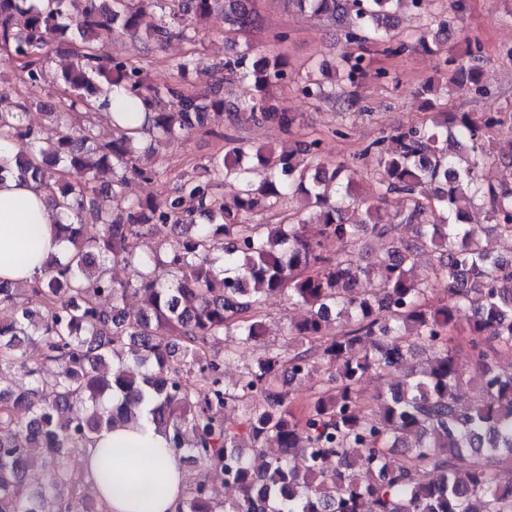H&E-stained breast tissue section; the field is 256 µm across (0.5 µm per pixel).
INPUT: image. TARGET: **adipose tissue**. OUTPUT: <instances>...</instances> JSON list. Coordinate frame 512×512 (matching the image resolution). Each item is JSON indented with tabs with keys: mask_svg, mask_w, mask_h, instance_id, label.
I'll return each instance as SVG.
<instances>
[{
	"mask_svg": "<svg viewBox=\"0 0 512 512\" xmlns=\"http://www.w3.org/2000/svg\"><path fill=\"white\" fill-rule=\"evenodd\" d=\"M56 215L33 183L0 182V280L42 275L48 254H60ZM85 478L106 512H178L187 488L182 454L149 421L110 428L82 451Z\"/></svg>",
	"mask_w": 512,
	"mask_h": 512,
	"instance_id": "ef3b65f1",
	"label": "adipose tissue"
}]
</instances>
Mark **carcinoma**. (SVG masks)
Returning <instances> with one entry per match:
<instances>
[{
  "label": "carcinoma",
  "mask_w": 512,
  "mask_h": 512,
  "mask_svg": "<svg viewBox=\"0 0 512 512\" xmlns=\"http://www.w3.org/2000/svg\"><path fill=\"white\" fill-rule=\"evenodd\" d=\"M413 2L289 0L346 29L339 71L351 87L369 71L362 46L391 41L394 9ZM219 9L231 29L257 26L251 0H0V50L16 64L20 84H40L61 47L70 58L62 69L70 104L47 113L53 130L46 134L25 121L13 89L0 88V140L19 146L11 163L0 161V180L44 189L60 209L56 226L66 244L64 256L49 258L31 283L0 282V309L11 312L0 322V512H43L49 496L57 512H104L79 493L69 458L101 430L144 414L172 447L241 492L229 501L198 481L179 512H512V467L483 463L487 452L512 463V370L496 362L512 350V264L489 241L491 234L512 240V188L485 175L489 158L512 161V140L495 150L488 139L505 117L451 114L431 100V123L372 143L380 198L402 194L409 202L389 220L357 202L354 170L325 167L318 140L254 148L232 139L201 165L204 173L180 176L165 207L128 199V176L160 177L136 165L144 134L152 145L175 142L196 129L235 124L245 111L285 132L295 122L268 99L289 78L281 57L250 59L244 51L212 63L253 84L256 97L232 107L219 86H157L143 65L96 47L102 31L136 37L148 16L149 36L160 45L194 38ZM436 27L419 38L432 53L450 38L443 21ZM321 75V65L311 64L301 93L336 99ZM481 77L473 58L453 82L477 89ZM105 86L126 96L107 137L96 129L92 104ZM138 101L148 109L140 128ZM226 182L237 186L230 203L221 194ZM290 195L301 202L293 215L284 213ZM358 203L365 218L354 224L349 210ZM478 203L489 208L486 225L468 223ZM257 212L278 222L249 223ZM198 214L209 223L194 225ZM89 215L100 232L84 240ZM311 217L314 234L305 230ZM402 224L415 225L416 236H400ZM157 225L170 228L171 240L139 250ZM368 230L387 245L377 265H361L350 250L324 252V240L352 243ZM426 252L436 253V262L427 278H415V260ZM116 266L132 278L115 279ZM432 281L447 283L448 302H428ZM131 293L141 300L136 312L124 307ZM271 295L307 309L288 332L314 345L288 355L265 345L260 309ZM32 298L39 308L29 306ZM462 308L471 312L467 368L448 348ZM225 336L263 348L232 387L224 385L222 361L205 352ZM32 345L42 349L36 362L28 358ZM414 346L430 352L427 361L377 397L372 412L363 411L362 378L404 363ZM314 363L324 371L325 391L298 417L277 376L284 366L304 375ZM15 374L30 388L15 391ZM464 382L476 391L467 406L456 398ZM236 405L244 407L239 423L227 418ZM400 444L412 453L405 465L390 460ZM33 448L43 463L34 484L26 481ZM299 455L301 469L292 465Z\"/></svg>",
  "instance_id": "carcinoma-1"
}]
</instances>
